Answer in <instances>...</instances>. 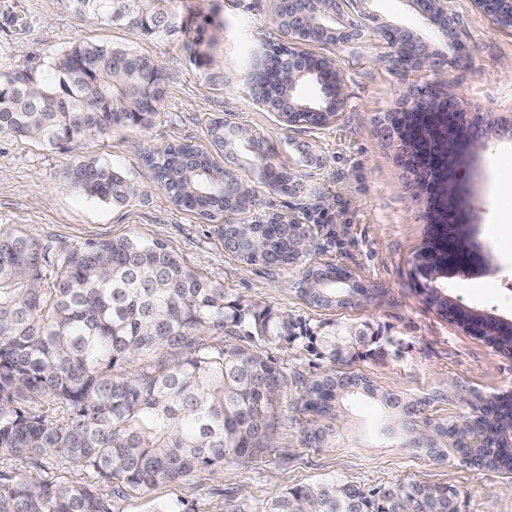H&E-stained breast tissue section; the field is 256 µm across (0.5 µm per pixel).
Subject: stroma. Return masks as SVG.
Listing matches in <instances>:
<instances>
[{
  "label": "stroma",
  "mask_w": 512,
  "mask_h": 512,
  "mask_svg": "<svg viewBox=\"0 0 512 512\" xmlns=\"http://www.w3.org/2000/svg\"><path fill=\"white\" fill-rule=\"evenodd\" d=\"M276 5L277 0H169L183 29L150 38L79 17L63 0H0V81L23 65L48 69L77 40L135 50L163 72L162 103L148 126L117 128L80 148L0 134V226L20 229L53 249L129 235L161 242L200 278L223 287L227 311L266 309L315 330L332 322L337 334L350 338L347 352L334 362L299 342L263 345V355L286 379L272 448L253 463L229 459L223 470L199 469L148 492L126 489L114 501L115 512H157L171 503L182 512H228L233 505L241 512H264L276 494L331 477L367 489L402 482L445 485L458 492V512H512V473L436 460L378 437L388 417L368 396H347L334 417L321 420L327 438L316 446L306 441V421L292 407L298 381L332 369L365 374L381 389L403 396H433L424 415L434 422L467 412L459 401L444 399L451 384L487 396L512 391V359L429 309L410 275V260L425 235V207L413 198L414 176L396 141L384 137L378 122L409 88L437 78L426 67L402 70L384 63L392 49L382 28L410 32L445 60L458 101L487 121L512 118V71L504 67L512 59V28L496 25L474 0H448V14L457 22L454 48L410 0H346L344 9L361 24V37L344 46H301L336 59L346 92L343 108L334 123L300 128L284 125L259 104L249 84L268 45L280 37L269 23ZM200 34L208 39L212 57L204 68L192 59ZM217 117L267 138L277 148L274 164L295 176L296 192L283 194L262 184L259 168L238 169L258 192V214L287 212L305 223L319 199H334L314 259H337L363 275L373 290L370 302L329 310L307 304L297 292L301 266L266 269L242 263L225 251L208 221L177 207L156 186L143 161L146 149L181 142L207 147L208 126ZM511 157L512 138H495L464 154L457 176L473 239L494 261L443 282L452 302L510 324L512 223L500 197L512 184ZM89 160L122 171L137 186V196L113 206L73 188L67 172ZM8 467L41 481L88 479L79 468L50 457L12 461Z\"/></svg>",
  "instance_id": "stroma-1"
}]
</instances>
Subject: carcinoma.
Returning a JSON list of instances; mask_svg holds the SVG:
<instances>
[{
  "label": "carcinoma",
  "mask_w": 512,
  "mask_h": 512,
  "mask_svg": "<svg viewBox=\"0 0 512 512\" xmlns=\"http://www.w3.org/2000/svg\"><path fill=\"white\" fill-rule=\"evenodd\" d=\"M115 0H66L80 17L125 24L145 36L178 30L176 15L163 0H137L114 11ZM325 72L305 77L321 95L304 99L278 86L271 92L297 110L287 125L328 124L337 115L334 91ZM162 73L149 57L109 44L78 41L58 55L50 68L15 71L0 83V132L31 137L46 145L78 146L113 129L148 125L162 102ZM412 112H390L392 134L405 129L440 147L443 107L434 100ZM224 119L212 120V150L178 143L149 151L146 162L157 186L178 207L212 221L256 205V190L233 166L261 168L273 192L286 189L288 172L270 162L268 140L244 129L232 134ZM229 160L224 167L213 158ZM79 192L114 205L137 195L135 185L109 164L82 162L67 172ZM263 229L259 257L250 256L252 231ZM224 248L246 265H303L301 296L326 308L351 306L369 289L352 269L331 261L306 263L289 240L288 216L264 222L226 220L212 225ZM433 280L428 305L448 316L450 300ZM458 327L512 355V326L455 307ZM290 321L266 310L229 314L224 288L199 278L159 242L134 237L102 239L84 246L49 250L18 229H0V460L51 455L84 470L86 483L38 481L0 470V512H113L112 495L125 488L149 491L202 468L221 470L229 458L253 462L272 446L271 426L282 395L284 376L257 346L281 339L308 340L320 356L334 362L336 337L316 336L307 327L291 334ZM245 332L248 344L224 336ZM182 346L173 358H155L166 346ZM139 368L126 373L123 364ZM294 409L310 420L336 415L351 393H362L400 417L402 446L424 448L439 459L450 457L488 471H512V446L475 454L464 441L471 429L497 433L512 427V392L492 399L471 389L456 395L471 407L464 426L423 419L420 401L404 400L355 373L327 372L299 382ZM457 492L440 485L404 483L366 490L328 479L275 495L265 512H457Z\"/></svg>",
  "instance_id": "cac0c4a2"
}]
</instances>
